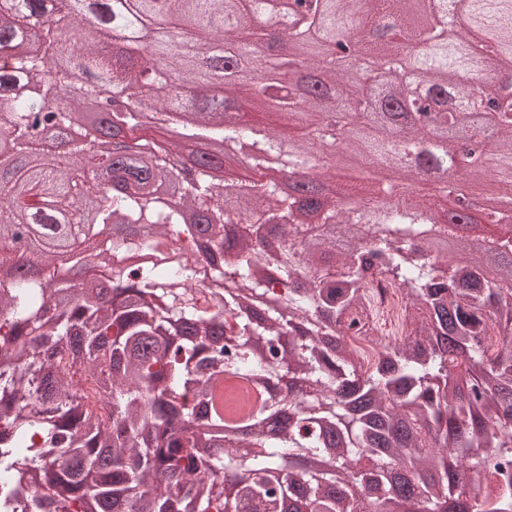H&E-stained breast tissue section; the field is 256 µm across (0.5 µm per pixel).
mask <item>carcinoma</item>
Segmentation results:
<instances>
[{"label":"carcinoma","mask_w":512,"mask_h":512,"mask_svg":"<svg viewBox=\"0 0 512 512\" xmlns=\"http://www.w3.org/2000/svg\"><path fill=\"white\" fill-rule=\"evenodd\" d=\"M13 0L0 11V512H512V263L486 250L434 249L478 218L428 198L399 209L349 185L336 204L331 172L305 196L255 180L224 208L223 180L197 154L246 156L258 171L308 165L309 145L336 139L371 167L406 179L448 173L443 149L379 108L381 87L404 112H430L449 135L477 113L497 116L485 191L512 197V81L489 79L485 55L512 60V0ZM44 9L56 27L34 35ZM466 12L472 28L449 22ZM277 26L303 51L315 84L291 81L296 60L262 57ZM199 63L224 71L223 111L178 49L186 30ZM355 34L377 69L352 84L326 47ZM134 49L98 53L104 40ZM425 42L417 55L403 47ZM75 61L84 94L120 87L112 137L139 140L117 163L78 142L53 158L30 129L77 123L60 100ZM268 66L263 84L233 71ZM192 94L158 99L163 70ZM245 98L302 124L282 153L276 128L229 125ZM343 115L355 127L330 128ZM36 241L13 272V228ZM92 245L91 250L82 245ZM411 308L404 337L361 353L369 274ZM249 406L225 413L224 385Z\"/></svg>","instance_id":"cac0c4a2"}]
</instances>
